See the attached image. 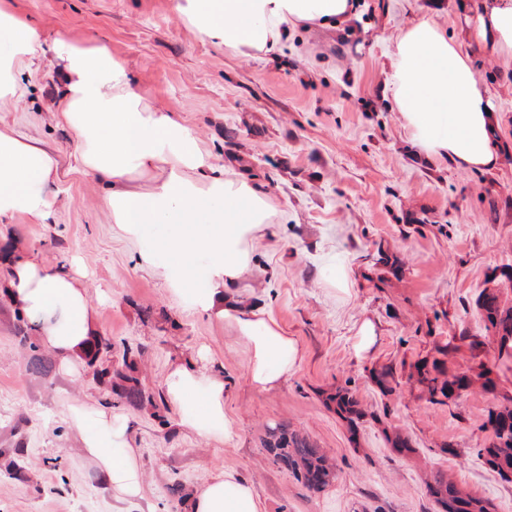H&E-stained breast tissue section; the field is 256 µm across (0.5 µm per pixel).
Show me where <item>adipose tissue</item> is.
I'll return each mask as SVG.
<instances>
[{"label": "adipose tissue", "instance_id": "ef3b65f1", "mask_svg": "<svg viewBox=\"0 0 512 512\" xmlns=\"http://www.w3.org/2000/svg\"><path fill=\"white\" fill-rule=\"evenodd\" d=\"M176 8L206 37L250 56L272 51L290 24L337 22L352 5L350 0H178ZM479 35L493 49L512 50V0H496L486 10ZM49 51L66 87L59 117L74 135L79 164L109 180L103 204L113 223L145 241L141 263L160 269L188 305L234 322L252 346L251 385L259 390L275 386L297 361L295 341L283 336L262 308L242 311L224 297L226 285L249 270L253 233L271 221L266 195L218 171L191 131L173 113L152 106L149 90L132 85L125 64L113 59L107 45L79 46L62 33L52 46H44L9 0H0V101L19 95L21 72ZM391 60L393 97L415 139L457 165L493 166V106L469 59L447 35L419 20L398 37ZM57 171L55 154L0 127V219L24 214L46 221L57 202L46 188ZM5 263V293L12 305L37 323L42 342L62 367L81 364L95 336L84 281L49 272L36 258L15 252ZM167 386L184 408L186 427L202 435L231 436L223 378L177 364ZM68 418L104 480L126 496H138L137 451L126 444L123 420L81 404L69 408ZM192 509L259 512L251 486L231 473L205 484Z\"/></svg>", "mask_w": 512, "mask_h": 512}]
</instances>
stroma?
I'll use <instances>...</instances> for the list:
<instances>
[{
  "label": "stroma",
  "mask_w": 512,
  "mask_h": 512,
  "mask_svg": "<svg viewBox=\"0 0 512 512\" xmlns=\"http://www.w3.org/2000/svg\"><path fill=\"white\" fill-rule=\"evenodd\" d=\"M489 0H355L337 25L301 21L278 49L246 57L204 37L176 0H14L18 12L52 43L57 33L90 46L104 42L125 62L134 87L173 113L225 174L269 199L271 223L253 234L249 271L226 293L240 308L261 307L293 339L298 359L280 383L259 391L248 380L252 349L236 327L183 306L159 272L139 262L141 241L110 220L108 182L74 156L72 132L57 109L63 75L53 54L22 72L23 94L0 103V122L53 152L60 196L44 223L18 214L0 220V245L35 256L52 272L80 267L106 359L136 353L139 377L163 407L114 403L95 369L28 374L16 337L15 308L0 300V467L23 448L28 479L0 474V512H191L169 492L197 494L214 477L246 480L260 512H439L427 489L438 472L492 512H512V483L477 455L489 436L487 411L512 397V361L499 360L476 301L483 289L512 306V52L477 35ZM426 19L471 61L494 105V167L456 165L413 136L388 88L390 52L399 35ZM396 259L383 265L380 254ZM375 327L357 351L363 322ZM481 350L448 355L449 373L485 366L495 392L474 387L429 403L407 377L437 345L460 334ZM224 380L232 439L189 431L167 397L173 364ZM390 366L397 385L382 394L372 370ZM348 386L366 412L358 443L324 401ZM122 417L138 451L139 497L104 482L68 421L72 404ZM286 424L314 439L336 466V483L314 492L274 463L262 440ZM408 435L401 455L387 436ZM454 453H447V445Z\"/></svg>",
  "instance_id": "obj_1"
}]
</instances>
